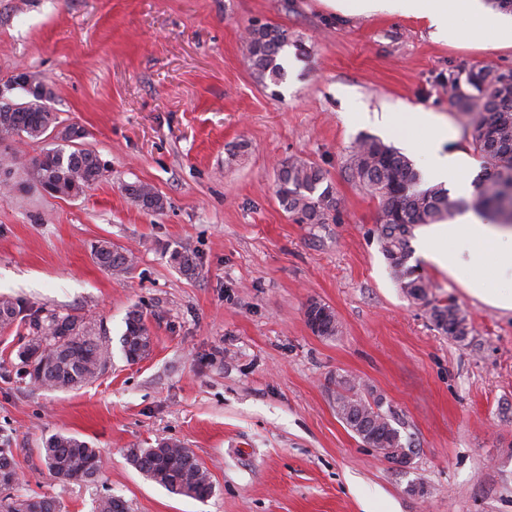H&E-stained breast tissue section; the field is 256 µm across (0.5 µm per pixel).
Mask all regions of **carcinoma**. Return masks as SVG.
Segmentation results:
<instances>
[{"label":"carcinoma","instance_id":"1","mask_svg":"<svg viewBox=\"0 0 512 512\" xmlns=\"http://www.w3.org/2000/svg\"><path fill=\"white\" fill-rule=\"evenodd\" d=\"M288 46L284 29L261 26L250 30L247 51L252 68L261 76L277 80L283 75L278 62ZM47 96L32 94V100L12 111H0V142L22 135L38 140L49 128L59 125L57 116L45 105ZM448 102L470 116L471 145L484 159L482 171L474 179L473 207L481 214L512 223V69L482 66L448 72ZM21 167L29 180L42 184L60 196L77 194L96 185L104 176L96 152L75 149L67 143H53L41 154L26 160L17 156L0 159V173L11 174ZM351 176L370 189L378 199L380 227L378 238L382 253L392 273L407 296L421 290L419 299L428 297V284L417 268L408 265L412 255L411 232L414 228L438 224L450 218L461 202L449 196L441 185L420 187V174L411 161L392 146L377 138H366L352 151ZM277 195L286 210L310 224H323L336 211V196L326 172L304 160L283 165L277 178ZM126 195L148 211L163 208V201L148 183L124 186ZM96 263L113 274H125L133 266V255L103 242L92 248ZM170 261L193 275L195 256L187 250H175ZM19 314L17 303L0 299V328L12 325ZM437 330L458 342L470 334L466 316L452 302L431 308ZM122 350L129 362L145 358L152 336L143 312L133 309L125 320ZM23 373L31 383L52 391H70L93 383L108 367L112 351L103 336H97L85 322L74 316L51 314L34 325V334L18 351ZM336 412L342 421L370 447L369 431L353 417L363 414L382 422L389 448L406 449L391 415L382 410L379 399L368 400L355 391L346 379L338 382ZM43 459L49 472L62 481L92 483L99 478L104 460L101 452L88 442L65 433H55L45 440ZM127 459L147 479L171 494L203 501L214 492L208 470L194 452L177 442L162 441L151 448H129ZM15 458L10 450L0 448V483L16 474ZM125 507L121 498L110 494L96 501L94 512H118ZM9 512H57L52 497L15 498Z\"/></svg>","mask_w":512,"mask_h":512}]
</instances>
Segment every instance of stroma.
Here are the masks:
<instances>
[{
    "mask_svg": "<svg viewBox=\"0 0 512 512\" xmlns=\"http://www.w3.org/2000/svg\"><path fill=\"white\" fill-rule=\"evenodd\" d=\"M264 24L289 35L276 81L246 50L247 31ZM455 25L445 42L419 17L324 0H0V79L23 67L41 80L47 107L82 126L106 165L76 197L31 187L20 168L0 193V297L22 308L0 329V448L20 474L0 491V512L14 493L93 512L107 491L129 512H512V312L416 256L428 300L407 297L381 251L378 201L348 174L365 137L421 166L408 147L415 107L447 120L446 150L468 149L480 172L446 78L512 68V41L465 15ZM293 159L326 171L337 200L326 223L281 205L278 172ZM138 181L163 210L126 196ZM101 241L132 250L127 274L96 263ZM175 249L196 255V274L170 262ZM312 300L335 312L336 335L311 332ZM450 301L468 318L466 342L430 319L431 305ZM135 308L153 347L130 363L121 336ZM52 312L108 337L112 362L92 384L57 392L20 376L29 316ZM343 377L381 398L409 467L339 418ZM59 432L99 448L97 482L50 475L40 452ZM162 440L209 470L208 500L170 494L130 465L127 449Z\"/></svg>",
    "mask_w": 512,
    "mask_h": 512,
    "instance_id": "stroma-1",
    "label": "stroma"
}]
</instances>
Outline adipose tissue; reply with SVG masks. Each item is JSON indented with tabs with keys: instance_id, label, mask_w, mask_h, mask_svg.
I'll return each instance as SVG.
<instances>
[{
	"instance_id": "1",
	"label": "adipose tissue",
	"mask_w": 512,
	"mask_h": 512,
	"mask_svg": "<svg viewBox=\"0 0 512 512\" xmlns=\"http://www.w3.org/2000/svg\"><path fill=\"white\" fill-rule=\"evenodd\" d=\"M350 5L363 12L420 17L442 40L454 38L453 17L464 13L479 26L512 39V18L484 12L478 0H350ZM411 117L416 127L429 132L419 146L429 183L450 182L469 188L465 152L443 149L454 137L451 129L419 107L413 109ZM420 249L428 261L460 279L471 296L492 308L512 311L511 225L490 224L469 211L448 224L427 226L420 233Z\"/></svg>"
}]
</instances>
